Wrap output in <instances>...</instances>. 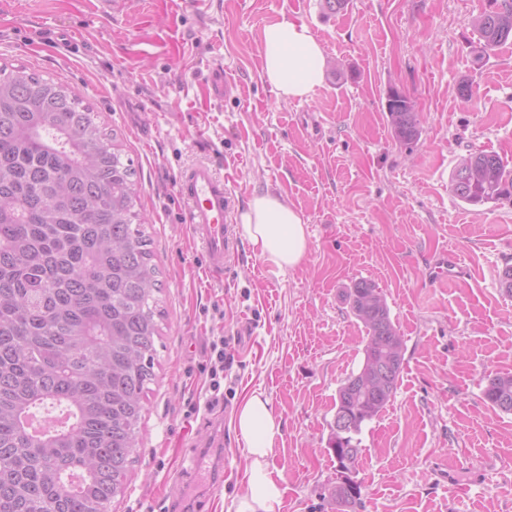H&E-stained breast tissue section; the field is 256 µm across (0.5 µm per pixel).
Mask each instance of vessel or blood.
Wrapping results in <instances>:
<instances>
[{"mask_svg":"<svg viewBox=\"0 0 512 512\" xmlns=\"http://www.w3.org/2000/svg\"><path fill=\"white\" fill-rule=\"evenodd\" d=\"M175 189L177 196L186 203L187 228L204 250L208 277L223 282L236 259L231 187L211 165L200 163L178 176ZM187 477L209 489L220 483L213 464L202 453L192 457Z\"/></svg>","mask_w":512,"mask_h":512,"instance_id":"obj_1","label":"vessel or blood"}]
</instances>
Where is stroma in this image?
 <instances>
[{"label":"stroma","mask_w":512,"mask_h":512,"mask_svg":"<svg viewBox=\"0 0 512 512\" xmlns=\"http://www.w3.org/2000/svg\"><path fill=\"white\" fill-rule=\"evenodd\" d=\"M481 0H0V66H25L90 103L137 170L140 212L160 270L164 312L139 458L112 512H171L203 421L271 398L282 436L271 459L281 512H336L329 448L336 392L363 361L365 332L345 292L359 279L385 294L404 339L387 409L360 435L355 512H512V412L483 399L512 372V203L471 206L451 177L471 153L512 167V40L477 56ZM308 25L324 53L309 100H284L261 72L263 27ZM79 52H71V43ZM231 89H207L214 67ZM472 96H464L463 87ZM406 93L421 135L395 141L390 89ZM212 162L236 213L280 196L302 211L308 252L295 268L260 259L235 227L237 264L208 279L175 193L182 169ZM460 277L430 285L436 257ZM230 340L224 399L205 404L209 343ZM244 442L224 427L216 512L246 490Z\"/></svg>","instance_id":"stroma-1"}]
</instances>
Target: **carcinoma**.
Instances as JSON below:
<instances>
[{"label": "carcinoma", "mask_w": 512, "mask_h": 512, "mask_svg": "<svg viewBox=\"0 0 512 512\" xmlns=\"http://www.w3.org/2000/svg\"><path fill=\"white\" fill-rule=\"evenodd\" d=\"M475 27L478 56L504 44L512 0H486ZM387 112L399 142L417 140L409 96L391 91ZM135 177L117 136L65 85L0 66V512H111L126 494L162 318ZM451 189L470 205L511 203L512 169L476 151ZM347 301L366 332L361 368L393 362L381 393L337 392L352 429L331 433L342 487L330 496L353 508L362 484L349 465L395 395L403 341L373 282H354ZM483 398L511 413L512 373L491 378ZM40 409L69 422L32 436L25 423ZM75 469L85 474L77 491L66 483Z\"/></svg>", "instance_id": "cac0c4a2"}]
</instances>
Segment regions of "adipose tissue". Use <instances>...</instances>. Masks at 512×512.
<instances>
[{
	"instance_id": "obj_1",
	"label": "adipose tissue",
	"mask_w": 512,
	"mask_h": 512,
	"mask_svg": "<svg viewBox=\"0 0 512 512\" xmlns=\"http://www.w3.org/2000/svg\"><path fill=\"white\" fill-rule=\"evenodd\" d=\"M262 74L286 100L308 99L324 77V55L305 23L283 20L266 25L261 38ZM255 254L280 269L298 266L307 251L301 213L271 193L253 197L242 216ZM233 423L245 443L247 491L235 512H281L283 489L273 478L269 458L281 435L282 420L270 398L257 391L239 406Z\"/></svg>"
}]
</instances>
